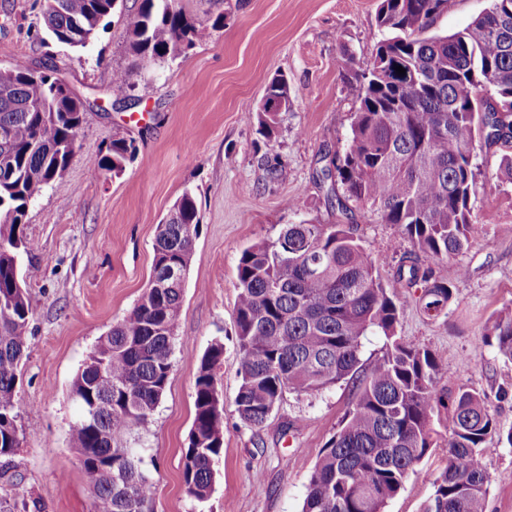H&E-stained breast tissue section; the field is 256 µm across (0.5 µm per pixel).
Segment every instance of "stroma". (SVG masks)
Segmentation results:
<instances>
[{
	"mask_svg": "<svg viewBox=\"0 0 512 512\" xmlns=\"http://www.w3.org/2000/svg\"><path fill=\"white\" fill-rule=\"evenodd\" d=\"M42 0H0V63L40 66L52 60L70 89L88 103L65 173L28 207L23 230L33 248L22 262L33 316L17 383L20 444L0 459V497L27 512H94L92 487L70 443L79 409L72 381L88 353L127 315L149 286L157 226L183 194L194 197L200 232L189 268L166 392L131 444L155 487L152 512H301L321 450L355 402L352 385L318 394H284L271 423L246 426L235 410L241 378L235 336L237 264L242 250L275 239L285 224L336 223L326 188L314 177L327 151L343 150L359 84L349 67L370 64L383 33L377 0H176L187 15L212 23L211 36L187 55L138 65L128 49L124 0L83 49L45 39ZM491 0H450L432 28L450 35L489 9ZM222 25H215L216 17ZM129 70L125 103L112 95V71ZM288 81L292 106L273 140L258 132L256 110L274 77ZM137 148L122 173L92 178L91 158L113 140ZM283 171L266 177L267 167ZM298 199L300 211L289 210ZM484 224L456 262L445 314H421L416 290L393 277L413 249L401 226L357 209L352 223L381 280L401 304L397 335L431 350L445 374L438 390L485 392L502 430L512 429V364L482 335L494 314L512 307V192L478 195ZM224 346L216 371L224 400V449L202 502L187 496L182 456L194 419L199 361ZM433 448L390 499L385 512H423L433 478L444 470ZM492 476L486 512H512V448L485 456Z\"/></svg>",
	"mask_w": 512,
	"mask_h": 512,
	"instance_id": "1",
	"label": "stroma"
}]
</instances>
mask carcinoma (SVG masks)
<instances>
[{
    "mask_svg": "<svg viewBox=\"0 0 512 512\" xmlns=\"http://www.w3.org/2000/svg\"><path fill=\"white\" fill-rule=\"evenodd\" d=\"M449 0H378L376 16L386 37L371 64L354 73L358 105L343 151L327 152L315 170L327 201L346 220L368 207L385 224H398L414 243L395 276L422 286L418 304L440 316L464 275L453 263L482 225L471 200L477 159L498 146L512 186V0L492 6L451 35L425 36ZM116 0H45L41 26L58 43L80 49L95 37ZM224 21L207 25L187 16L175 0H140L128 24V44L144 64L187 55ZM401 66L400 75L395 67ZM8 97L0 96V127L11 130L0 154V457L19 447L18 369L27 350L32 309L22 253L29 242L23 220L31 201L67 167L86 106L65 95L66 81L51 64L12 65ZM130 73L112 71L115 101L126 99ZM40 109L21 110L20 103ZM288 83L274 78L257 110L260 133L275 138L279 114L289 109ZM136 147L112 141L109 152L88 163L89 175L120 174ZM171 218L158 225L154 268L190 263L200 232L194 197L185 193ZM235 335L241 383L235 398L240 420L263 428L285 392L311 396L342 382L357 396L314 467L302 512H384L415 466L434 446L431 419L441 405L437 357L396 337L400 304L384 287L373 260L349 224H286L272 241L249 246L237 267ZM184 288H148L133 309L99 337L72 382L81 416L71 443L90 479L95 512H146L155 493L141 456L127 437L160 403L172 369ZM387 339L386 351L364 372L363 340ZM484 341L512 362V312L492 317ZM224 346L212 344L195 376V415L183 458L187 495L205 500L213 463L223 451L224 404L217 403L216 369ZM448 465L432 482L423 512H485L492 478L486 444L502 434L487 396L460 387L448 404Z\"/></svg>",
    "mask_w": 512,
    "mask_h": 512,
    "instance_id": "obj_1",
    "label": "carcinoma"
}]
</instances>
